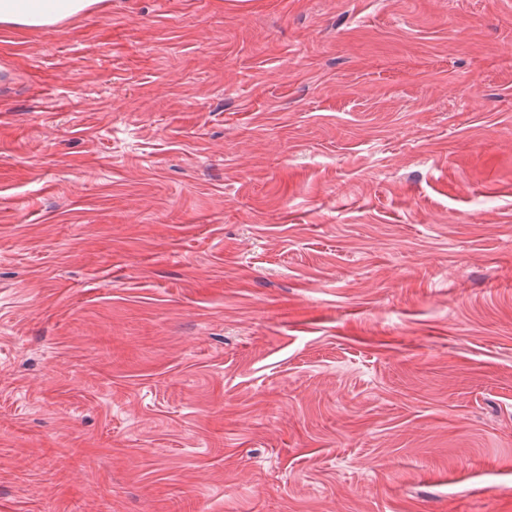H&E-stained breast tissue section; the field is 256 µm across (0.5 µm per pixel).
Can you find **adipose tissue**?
I'll use <instances>...</instances> for the list:
<instances>
[{
  "mask_svg": "<svg viewBox=\"0 0 512 512\" xmlns=\"http://www.w3.org/2000/svg\"><path fill=\"white\" fill-rule=\"evenodd\" d=\"M102 0H0V29L27 32L96 10Z\"/></svg>",
  "mask_w": 512,
  "mask_h": 512,
  "instance_id": "1",
  "label": "adipose tissue"
}]
</instances>
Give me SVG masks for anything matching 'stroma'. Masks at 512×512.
<instances>
[{
  "instance_id": "1",
  "label": "stroma",
  "mask_w": 512,
  "mask_h": 512,
  "mask_svg": "<svg viewBox=\"0 0 512 512\" xmlns=\"http://www.w3.org/2000/svg\"><path fill=\"white\" fill-rule=\"evenodd\" d=\"M0 512H512V0L0 31Z\"/></svg>"
}]
</instances>
